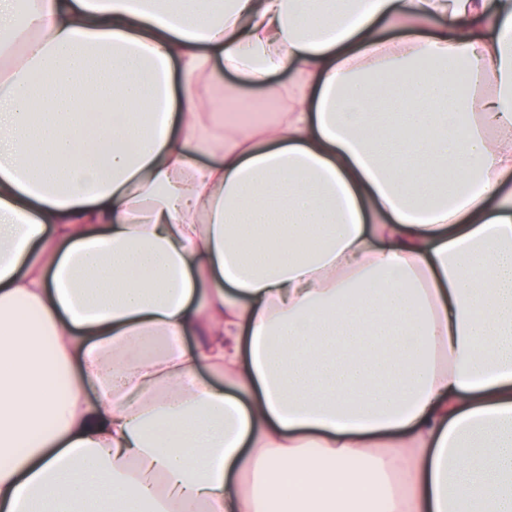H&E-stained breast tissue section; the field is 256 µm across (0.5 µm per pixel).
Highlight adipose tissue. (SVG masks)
<instances>
[{"label": "adipose tissue", "instance_id": "obj_1", "mask_svg": "<svg viewBox=\"0 0 512 512\" xmlns=\"http://www.w3.org/2000/svg\"><path fill=\"white\" fill-rule=\"evenodd\" d=\"M25 30L0 512H512V0H27Z\"/></svg>", "mask_w": 512, "mask_h": 512}]
</instances>
